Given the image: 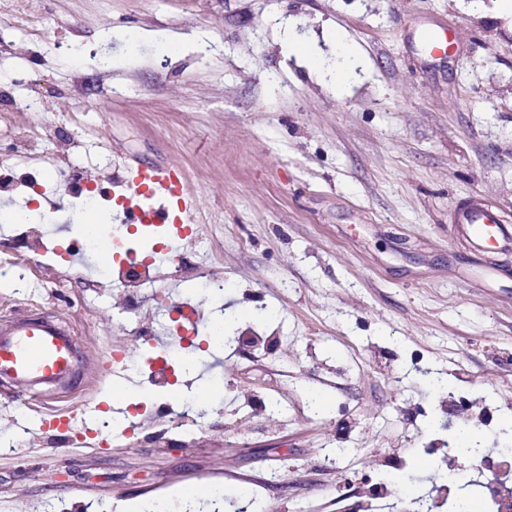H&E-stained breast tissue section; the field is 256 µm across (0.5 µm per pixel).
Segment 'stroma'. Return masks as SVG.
Returning <instances> with one entry per match:
<instances>
[{
  "label": "stroma",
  "instance_id": "obj_1",
  "mask_svg": "<svg viewBox=\"0 0 512 512\" xmlns=\"http://www.w3.org/2000/svg\"><path fill=\"white\" fill-rule=\"evenodd\" d=\"M428 32L452 54L426 51ZM340 38L356 54L337 57ZM65 141L117 202L113 223L130 168L171 169L195 237L215 241L222 310L194 285L191 246L162 306L142 309L162 321L182 299L199 307L189 380L215 410L195 436L158 411L89 438L101 412L158 390L113 375L112 350L143 355L126 304L92 300L93 267L65 252L82 202ZM26 150L51 187L10 205L56 220L47 250L0 222V321L67 327L79 368L59 394L0 383V512H181L217 484L264 512H348L393 451L394 496L430 487L421 450L459 416L483 418L485 448L512 433V247L476 253L452 222L478 200L512 225V18L498 0H0V173L17 175ZM220 314L231 335L284 341L217 345ZM432 374L484 403L447 406ZM251 395L285 406L243 410ZM330 447L346 451L338 464Z\"/></svg>",
  "mask_w": 512,
  "mask_h": 512
}]
</instances>
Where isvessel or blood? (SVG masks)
Masks as SVG:
<instances>
[{
  "label": "vessel or blood",
  "instance_id": "obj_1",
  "mask_svg": "<svg viewBox=\"0 0 512 512\" xmlns=\"http://www.w3.org/2000/svg\"><path fill=\"white\" fill-rule=\"evenodd\" d=\"M135 196L165 199V206L139 209L136 223L154 225L173 222L170 203L182 200V185L176 175L165 169H133L126 183ZM463 235L478 253L497 244L512 242V226L500 223L487 205L473 202L462 207L457 216ZM70 333L47 321L20 322L0 328V377L23 388L52 383L69 371Z\"/></svg>",
  "mask_w": 512,
  "mask_h": 512
}]
</instances>
